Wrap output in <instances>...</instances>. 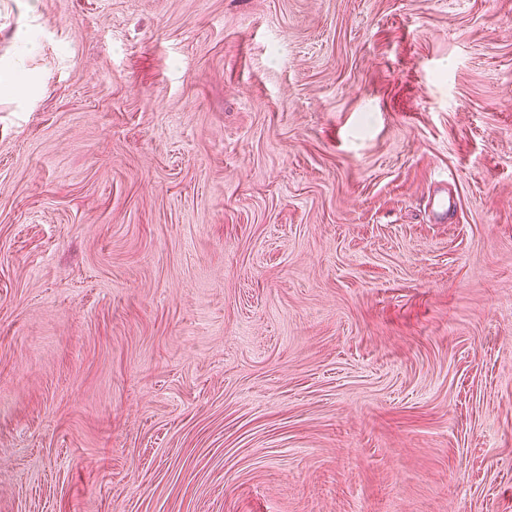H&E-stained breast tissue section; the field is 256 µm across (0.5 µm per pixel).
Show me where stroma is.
Listing matches in <instances>:
<instances>
[{
    "mask_svg": "<svg viewBox=\"0 0 512 512\" xmlns=\"http://www.w3.org/2000/svg\"><path fill=\"white\" fill-rule=\"evenodd\" d=\"M7 70L0 512H512V0H0Z\"/></svg>",
    "mask_w": 512,
    "mask_h": 512,
    "instance_id": "35a3bbf8",
    "label": "stroma"
}]
</instances>
